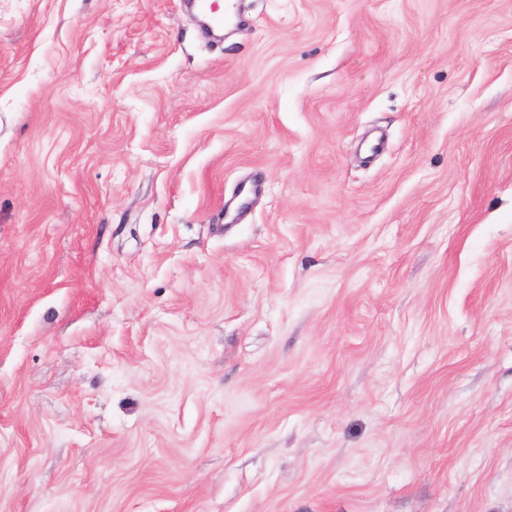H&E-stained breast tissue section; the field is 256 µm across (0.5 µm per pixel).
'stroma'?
Wrapping results in <instances>:
<instances>
[{
  "mask_svg": "<svg viewBox=\"0 0 512 512\" xmlns=\"http://www.w3.org/2000/svg\"><path fill=\"white\" fill-rule=\"evenodd\" d=\"M233 2L0 0V512H512V0Z\"/></svg>",
  "mask_w": 512,
  "mask_h": 512,
  "instance_id": "stroma-1",
  "label": "stroma"
}]
</instances>
